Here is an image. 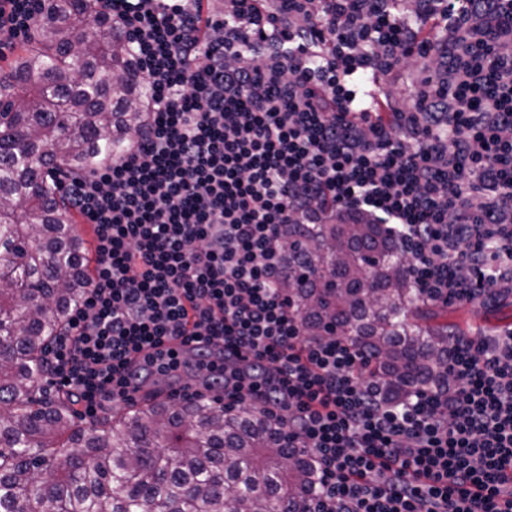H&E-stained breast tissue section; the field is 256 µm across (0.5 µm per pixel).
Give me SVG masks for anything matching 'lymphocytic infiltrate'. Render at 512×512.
I'll list each match as a JSON object with an SVG mask.
<instances>
[{
	"label": "lymphocytic infiltrate",
	"mask_w": 512,
	"mask_h": 512,
	"mask_svg": "<svg viewBox=\"0 0 512 512\" xmlns=\"http://www.w3.org/2000/svg\"><path fill=\"white\" fill-rule=\"evenodd\" d=\"M146 90L131 148L66 176L94 271L51 351L95 416L191 371L314 458L312 512H512V334L382 402L290 304L292 224H381L430 304L512 287V0H98ZM48 0H0V55ZM194 343L193 360L171 344Z\"/></svg>",
	"instance_id": "1"
}]
</instances>
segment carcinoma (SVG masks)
<instances>
[{
  "instance_id": "obj_1",
  "label": "carcinoma",
  "mask_w": 512,
  "mask_h": 512,
  "mask_svg": "<svg viewBox=\"0 0 512 512\" xmlns=\"http://www.w3.org/2000/svg\"><path fill=\"white\" fill-rule=\"evenodd\" d=\"M136 63L94 0H54L0 77V512H309L310 455L271 415L145 396L89 428L47 352L88 285L52 172L126 152L146 119ZM285 287L312 337L336 332L403 398L440 377L435 323L380 224H290Z\"/></svg>"
}]
</instances>
